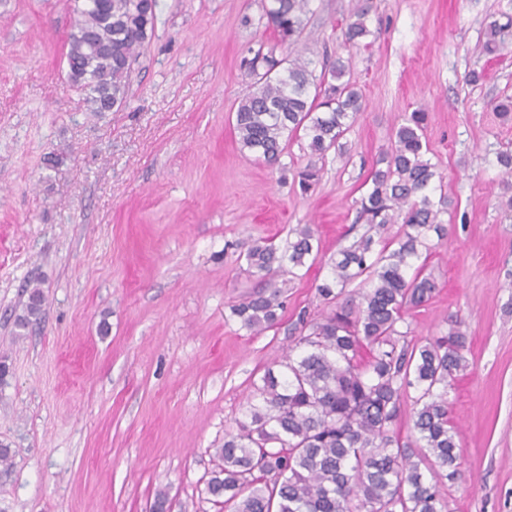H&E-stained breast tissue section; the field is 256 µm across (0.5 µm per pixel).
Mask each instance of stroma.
Instances as JSON below:
<instances>
[{
    "instance_id": "1",
    "label": "stroma",
    "mask_w": 512,
    "mask_h": 512,
    "mask_svg": "<svg viewBox=\"0 0 512 512\" xmlns=\"http://www.w3.org/2000/svg\"><path fill=\"white\" fill-rule=\"evenodd\" d=\"M266 2L156 0L126 104L96 113L67 82L73 0H0V444L14 452L0 512H152L161 492L167 512H224L206 490L215 450L299 313L323 310L329 258L366 229L371 166L418 108L454 205L409 338L452 316L469 332L470 369L448 395L462 477L443 496L447 512H512V191L496 162L512 121L494 110L512 97V31L499 56L479 51L512 0H371L366 49L343 34L362 0H310L287 54L317 78L348 61L363 110L305 194L303 134L272 168L234 132L253 84L241 59L276 42ZM304 224L321 254L289 284L279 325L241 328L231 307L254 280L240 252ZM33 282L43 317L21 330Z\"/></svg>"
}]
</instances>
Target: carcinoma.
<instances>
[{
  "label": "carcinoma",
  "mask_w": 512,
  "mask_h": 512,
  "mask_svg": "<svg viewBox=\"0 0 512 512\" xmlns=\"http://www.w3.org/2000/svg\"><path fill=\"white\" fill-rule=\"evenodd\" d=\"M309 2L268 0L266 27L279 44L298 41ZM74 12L79 19L65 53L73 87L90 111L118 110L155 11L145 0H82ZM368 14L367 5L354 13L344 30L348 44L375 36ZM511 28L512 11L493 17L481 52L498 55L499 37ZM241 66L257 78L235 112L242 152L274 166L285 137L299 131L320 159L342 148L363 109L342 60L318 81L308 62L274 48L243 57ZM426 121L422 109L404 115L358 201V218L369 231L330 258V275L316 287L325 310L300 317L294 346L251 383L235 429L224 433L216 449L223 465L208 480L207 493L224 499L227 512H445L440 486L461 476L448 394L469 367L468 332L463 321L450 319L441 335L413 343L404 328L406 314L437 288L427 268L433 239L447 234L442 216L450 206L447 196H434L437 172L428 157ZM320 174L308 164L297 173L300 189L310 190ZM391 224L401 230L389 238ZM318 252L307 224L282 245L272 239L250 245L244 261L255 291L231 307L241 327L255 333L274 327L284 309L283 286ZM43 300V291L31 288L18 328L40 319ZM412 392L414 440L405 443L397 428Z\"/></svg>",
  "instance_id": "obj_1"
}]
</instances>
